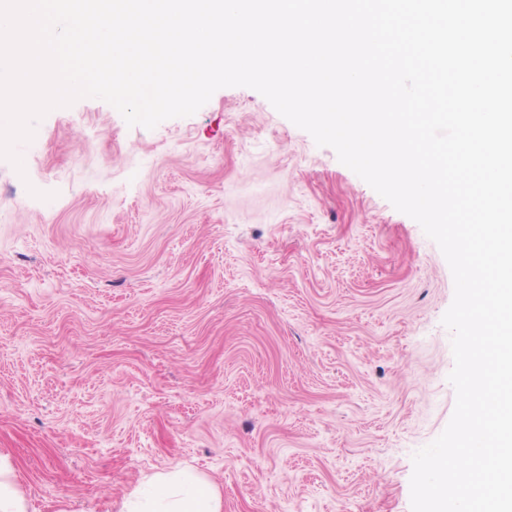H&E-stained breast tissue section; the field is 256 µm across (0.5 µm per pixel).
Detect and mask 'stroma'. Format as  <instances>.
<instances>
[{
    "mask_svg": "<svg viewBox=\"0 0 512 512\" xmlns=\"http://www.w3.org/2000/svg\"><path fill=\"white\" fill-rule=\"evenodd\" d=\"M16 150L0 454L29 512H119L176 468L222 512H411L455 406L453 277L415 220L247 87L152 129L81 98Z\"/></svg>",
    "mask_w": 512,
    "mask_h": 512,
    "instance_id": "obj_1",
    "label": "stroma"
}]
</instances>
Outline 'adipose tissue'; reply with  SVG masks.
I'll use <instances>...</instances> for the list:
<instances>
[{
	"label": "adipose tissue",
	"instance_id": "1",
	"mask_svg": "<svg viewBox=\"0 0 512 512\" xmlns=\"http://www.w3.org/2000/svg\"><path fill=\"white\" fill-rule=\"evenodd\" d=\"M215 489L201 476L173 470L149 478L144 490L125 502L121 512H221Z\"/></svg>",
	"mask_w": 512,
	"mask_h": 512
}]
</instances>
